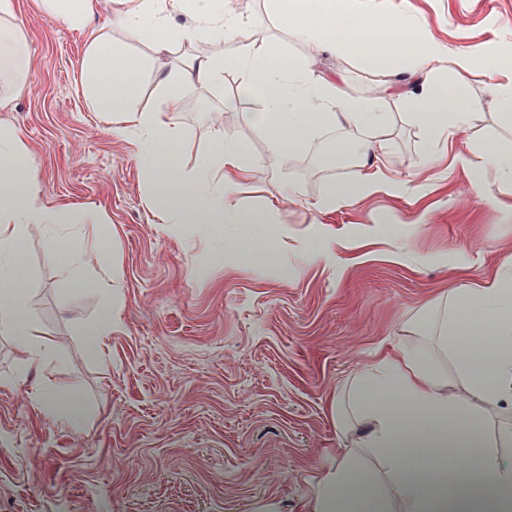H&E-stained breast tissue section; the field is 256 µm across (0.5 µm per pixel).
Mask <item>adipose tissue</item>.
Segmentation results:
<instances>
[{
    "instance_id": "adipose-tissue-1",
    "label": "adipose tissue",
    "mask_w": 512,
    "mask_h": 512,
    "mask_svg": "<svg viewBox=\"0 0 512 512\" xmlns=\"http://www.w3.org/2000/svg\"><path fill=\"white\" fill-rule=\"evenodd\" d=\"M121 2L115 24L136 36H151L165 48L237 45L232 54L199 56L185 69L157 74L160 94L150 108L137 104L146 59L116 46L102 30L89 32L80 73L94 111L116 119L123 129L140 131L137 159L151 179V205L160 222L196 224L222 238L212 264L262 263L287 238L288 227L261 213L238 212L252 165L243 146L215 135L196 169H183L178 131L164 116L178 111L186 83L220 85L225 70L240 72L244 88L261 101L251 115L253 126L265 136L269 151L284 158L322 129L345 123L366 130L361 173L353 181L331 184L320 208H335L377 187L370 155L384 116L348 95L341 81L312 80L305 62L290 58L282 44L254 40L226 0ZM188 9L196 16L194 24L172 28L171 17ZM18 11L19 0H0V73L23 84L30 78V50L15 22ZM280 23L314 48L336 50L381 72L421 76V90L409 96L408 105L431 142L476 114L465 85L430 82L439 47L417 39L400 15L355 21L347 0H292ZM39 194L22 131L1 128L0 334L14 337L33 367L52 349L25 302L28 229L54 221ZM228 224L241 225V233L225 236ZM111 238V228L99 223L86 231L52 234L49 244L74 287L106 291L109 283L87 280L83 273ZM422 321L430 347L379 348L336 400L337 426L361 427L365 447L384 462L387 481L371 473L355 452H347L322 480L306 512H391L393 498L405 503L407 512H512V460L501 454L512 446V277L459 285L446 301L427 307ZM453 375L468 385L474 402H460L446 391L443 383Z\"/></svg>"
}]
</instances>
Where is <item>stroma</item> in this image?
<instances>
[{"instance_id": "35a3bbf8", "label": "stroma", "mask_w": 512, "mask_h": 512, "mask_svg": "<svg viewBox=\"0 0 512 512\" xmlns=\"http://www.w3.org/2000/svg\"><path fill=\"white\" fill-rule=\"evenodd\" d=\"M91 28L106 27L116 45L147 57L139 104L159 95L155 71L183 68L191 57L230 52L199 44L173 52L132 37L112 18L118 0H95ZM258 39L284 43L315 78L344 80L352 97L385 114L377 132L390 190L332 211L318 201L337 181L354 180L359 158L337 154L363 130L324 129L292 157L275 163L250 121L260 106L238 73L221 87L188 84L179 111L180 156L193 169L215 132L240 143L253 167L240 211L273 213L294 241L315 230L336 237L337 261L301 264L277 248L263 265L220 267L206 229L178 233L157 223L152 184L136 159L133 134L110 133L80 87L86 35L21 0L17 22L30 43L31 77H0L9 97L0 128L23 132L38 170L41 199L63 212L64 226L103 220L112 244L90 268L108 277L107 293L64 279L47 244L49 225L26 241L30 317L53 343L37 370L26 371L12 337L0 335V512H305L319 482L342 453L361 448L357 431L339 433L331 405L358 366L382 344L420 347L411 326L427 303L460 283L503 272L512 255V181L484 165L487 142L512 152V121L488 91L485 66L449 71L462 50L486 58L512 54V0H357L370 16L400 13L445 56L434 78L466 85L479 115L455 129L444 157H430L427 133L413 119L403 75H388L351 56L315 50L285 36L264 0H233ZM417 174L419 189L398 186ZM483 181L493 199L473 191ZM294 193L283 202L285 193ZM405 261H396V253ZM467 265L455 266L458 256ZM118 322L111 351L93 352L85 323L109 308ZM74 388L77 422L35 409L33 388Z\"/></svg>"}]
</instances>
